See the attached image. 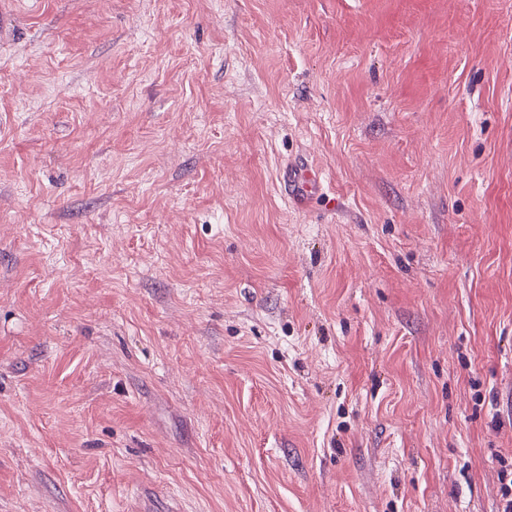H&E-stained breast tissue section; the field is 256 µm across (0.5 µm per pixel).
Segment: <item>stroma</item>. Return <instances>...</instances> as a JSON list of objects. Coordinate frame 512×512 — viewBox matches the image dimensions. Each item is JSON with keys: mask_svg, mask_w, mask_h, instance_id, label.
<instances>
[{"mask_svg": "<svg viewBox=\"0 0 512 512\" xmlns=\"http://www.w3.org/2000/svg\"><path fill=\"white\" fill-rule=\"evenodd\" d=\"M9 3L0 512H499L512 0ZM288 189L296 196L309 198L321 193L322 183L317 171L300 163L288 178Z\"/></svg>", "mask_w": 512, "mask_h": 512, "instance_id": "35a3bbf8", "label": "stroma"}]
</instances>
